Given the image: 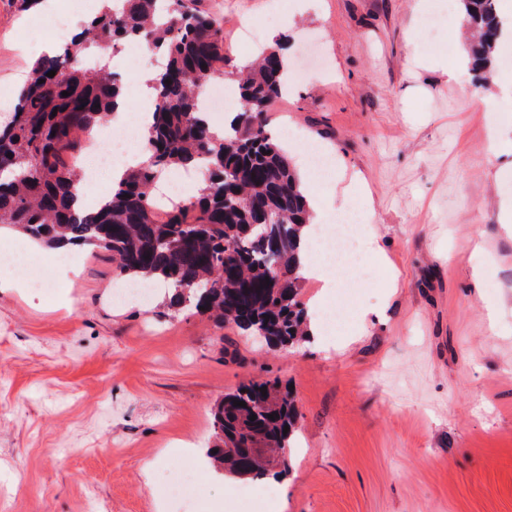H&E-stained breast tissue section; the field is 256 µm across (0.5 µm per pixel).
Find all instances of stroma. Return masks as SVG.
<instances>
[{
	"label": "stroma",
	"mask_w": 512,
	"mask_h": 512,
	"mask_svg": "<svg viewBox=\"0 0 512 512\" xmlns=\"http://www.w3.org/2000/svg\"><path fill=\"white\" fill-rule=\"evenodd\" d=\"M213 5L228 71L250 57L240 26L266 22L271 45L268 16L289 19L295 83L267 122L359 173L354 203L382 254L348 265L357 290L331 295L347 317L323 347L274 348L160 293L117 305L98 249L49 295L0 271V512H157L144 466L213 446L224 395L274 378L300 419L270 512H512V155L489 150L512 139L489 107L504 87L437 68L461 27L450 11L428 30L433 0H201ZM37 20L0 0L8 93L49 46Z\"/></svg>",
	"instance_id": "stroma-1"
}]
</instances>
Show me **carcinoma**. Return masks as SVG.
<instances>
[{
	"label": "carcinoma",
	"instance_id": "cac0c4a2",
	"mask_svg": "<svg viewBox=\"0 0 512 512\" xmlns=\"http://www.w3.org/2000/svg\"><path fill=\"white\" fill-rule=\"evenodd\" d=\"M195 2L123 0L119 9L96 12L63 49L34 61L14 112L0 124V226L48 246L67 241L105 250L127 281L163 282L169 308L207 314L274 347L293 348L307 330L297 269L308 200L266 120L286 90L287 59L277 42L242 65L239 107L224 137H217L198 90L224 79V29L216 12ZM461 2L472 34V72L483 82L497 64V0ZM139 40L164 50L147 158L104 205L78 211V173L67 157L82 151L83 135L123 95L110 67L88 72L80 60ZM176 166L203 172L205 185L194 199L172 202L161 217L154 190ZM298 418L278 381L243 384L217 406V452L210 457L242 479L261 480L285 462Z\"/></svg>",
	"mask_w": 512,
	"mask_h": 512
}]
</instances>
